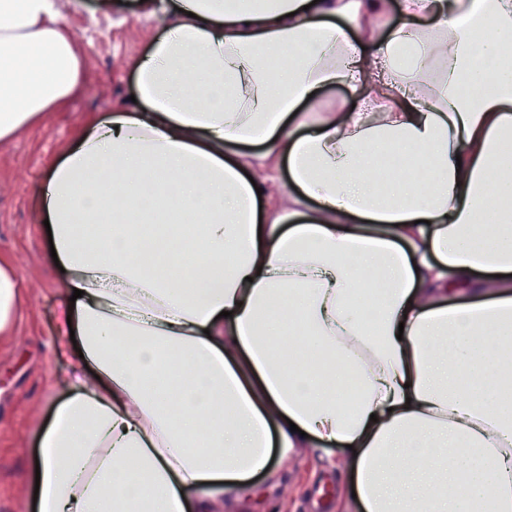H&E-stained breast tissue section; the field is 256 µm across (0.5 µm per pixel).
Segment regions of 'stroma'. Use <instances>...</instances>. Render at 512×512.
Masks as SVG:
<instances>
[{"label":"stroma","mask_w":512,"mask_h":512,"mask_svg":"<svg viewBox=\"0 0 512 512\" xmlns=\"http://www.w3.org/2000/svg\"><path fill=\"white\" fill-rule=\"evenodd\" d=\"M59 0L63 22L84 61L82 90L61 110L0 145V254L22 282L25 309L12 336L0 339V512H37L24 482L39 438L69 392V363L58 355L63 274L49 265V236L40 219L49 163L88 115L110 112L136 92L131 64L165 30L163 15L138 16L132 6ZM345 450L296 448L279 477L261 473L213 512H342L349 475Z\"/></svg>","instance_id":"stroma-1"}]
</instances>
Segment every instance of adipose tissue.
I'll use <instances>...</instances> for the list:
<instances>
[{
    "label": "adipose tissue",
    "instance_id": "ef3b65f1",
    "mask_svg": "<svg viewBox=\"0 0 512 512\" xmlns=\"http://www.w3.org/2000/svg\"><path fill=\"white\" fill-rule=\"evenodd\" d=\"M397 7L389 26L388 0H141L170 22L133 63L136 102L87 118L41 207L82 356L41 436L39 512H124L133 492L191 512L271 448L333 444L353 448L356 512H512V0ZM83 82L58 0H0V142ZM336 84L351 107L314 112ZM401 147L414 175L382 165ZM151 180L212 270L190 287L138 224L79 241L77 215L132 213ZM23 310L0 255V337ZM322 368L355 376V404Z\"/></svg>",
    "mask_w": 512,
    "mask_h": 512
}]
</instances>
